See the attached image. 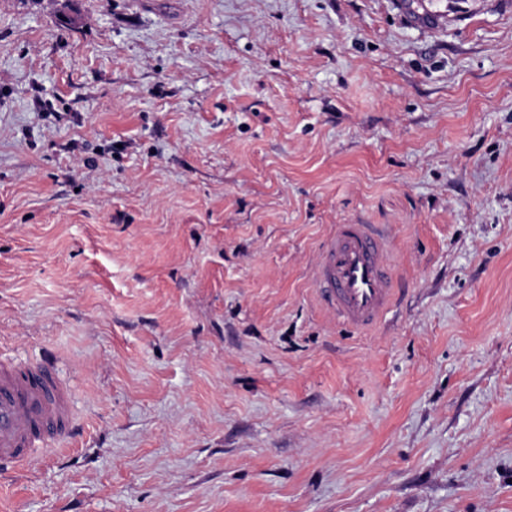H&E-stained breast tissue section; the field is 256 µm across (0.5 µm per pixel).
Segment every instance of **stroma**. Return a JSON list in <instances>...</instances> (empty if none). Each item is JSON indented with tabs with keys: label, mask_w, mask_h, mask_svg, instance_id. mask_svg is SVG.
I'll return each instance as SVG.
<instances>
[{
	"label": "stroma",
	"mask_w": 512,
	"mask_h": 512,
	"mask_svg": "<svg viewBox=\"0 0 512 512\" xmlns=\"http://www.w3.org/2000/svg\"><path fill=\"white\" fill-rule=\"evenodd\" d=\"M0 361L75 423L0 512H512V0H0ZM390 246L379 224H336L324 238L312 285L335 318L357 329L379 323L396 291Z\"/></svg>",
	"instance_id": "stroma-1"
}]
</instances>
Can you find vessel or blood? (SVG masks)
<instances>
[{"instance_id": "1", "label": "vessel or blood", "mask_w": 512, "mask_h": 512, "mask_svg": "<svg viewBox=\"0 0 512 512\" xmlns=\"http://www.w3.org/2000/svg\"><path fill=\"white\" fill-rule=\"evenodd\" d=\"M390 246L377 224H339L324 238L312 285L335 318L357 329L379 323L396 291ZM70 396L50 367L0 365V460L24 463L34 449L65 441Z\"/></svg>"}]
</instances>
